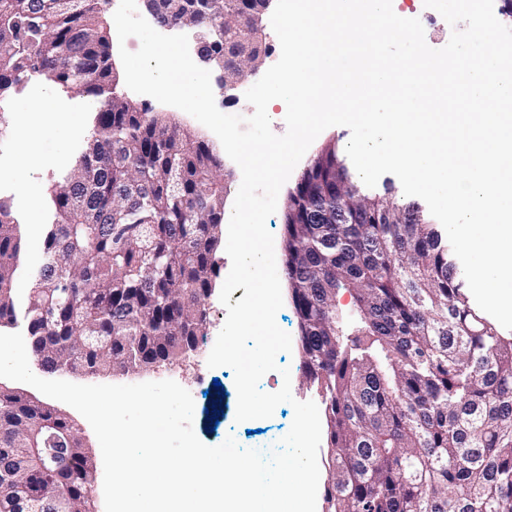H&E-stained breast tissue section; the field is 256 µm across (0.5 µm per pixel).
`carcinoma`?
<instances>
[{"instance_id":"cac0c4a2","label":"carcinoma","mask_w":512,"mask_h":512,"mask_svg":"<svg viewBox=\"0 0 512 512\" xmlns=\"http://www.w3.org/2000/svg\"><path fill=\"white\" fill-rule=\"evenodd\" d=\"M169 0L165 18L223 30L226 78L259 61L246 0ZM104 0H0V94L46 76L95 97L92 140L52 186L55 220L22 317L48 372L128 374L199 346L217 277L224 182L209 146L115 92ZM336 143L290 193L284 272L303 375L333 468L325 512H512V334L472 307L448 239L417 202L363 194ZM21 235L0 197V326L18 322ZM349 295L343 310L336 297ZM0 512H95V467L58 409L0 387Z\"/></svg>"}]
</instances>
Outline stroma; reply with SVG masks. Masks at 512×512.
I'll return each mask as SVG.
<instances>
[{
    "label": "stroma",
    "instance_id": "1",
    "mask_svg": "<svg viewBox=\"0 0 512 512\" xmlns=\"http://www.w3.org/2000/svg\"><path fill=\"white\" fill-rule=\"evenodd\" d=\"M395 13L404 18L420 19L427 44L435 49L444 47L451 36L452 28L438 13L424 14L412 0H394ZM120 93L137 106L150 112L174 118L190 129L197 139L204 141L215 152L223 147L214 133L178 108L164 105L150 96L131 92L127 86H120ZM48 99L60 111L82 116L85 133L71 134L68 130L48 126L38 134L34 150L36 162H27L17 138V117L30 100ZM99 109L98 100L63 88L51 81L36 79L23 88L0 95V196L10 199L13 215L19 223L22 238L20 264L27 272L39 269L43 262L45 226L54 220L51 202V187L56 179L71 170L84 146L90 140V128ZM26 175L25 190H18L14 180L16 171ZM40 224L38 233H31V224ZM219 273L213 282V289L206 300L208 322L205 338L194 356L185 361L162 367L150 372H136L128 375L84 376L77 373H62V380L76 384H137L149 381L173 380L187 389L194 401L193 428L197 437L205 444L216 446L227 437H235L241 447L260 449L263 446L278 445L288 432L294 417L292 405L283 403L276 407L272 417L266 419L236 422L237 391L234 372L228 367L208 368L207 358L218 333L226 320V309L219 300L220 289L231 268L226 251H218ZM283 306L276 314L278 326L287 331L294 340L291 352L278 354L279 366L289 367L291 390L299 401L316 400L315 390L307 385L301 365L302 349L298 341L300 330L291 298L290 288H283Z\"/></svg>",
    "mask_w": 512,
    "mask_h": 512
}]
</instances>
